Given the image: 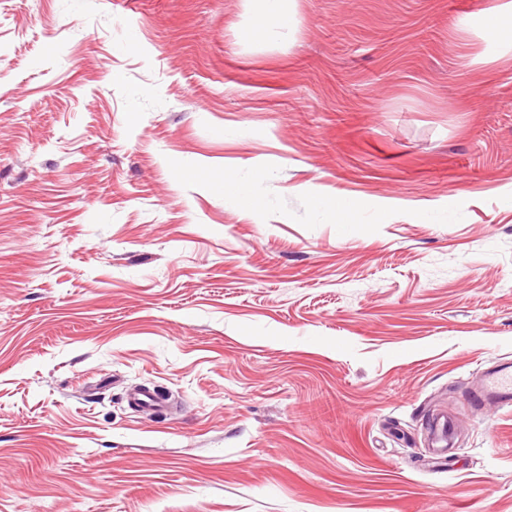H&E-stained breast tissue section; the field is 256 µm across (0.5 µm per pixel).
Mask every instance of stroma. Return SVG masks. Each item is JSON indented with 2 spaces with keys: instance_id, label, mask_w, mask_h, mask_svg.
<instances>
[{
  "instance_id": "35a3bbf8",
  "label": "stroma",
  "mask_w": 512,
  "mask_h": 512,
  "mask_svg": "<svg viewBox=\"0 0 512 512\" xmlns=\"http://www.w3.org/2000/svg\"><path fill=\"white\" fill-rule=\"evenodd\" d=\"M511 1L0 0V512H512ZM286 1L288 0H249L254 2L252 22L247 26L250 36L263 38L276 28L288 27ZM471 397L480 403L507 407L512 404V370L506 366L484 372L476 382Z\"/></svg>"
}]
</instances>
